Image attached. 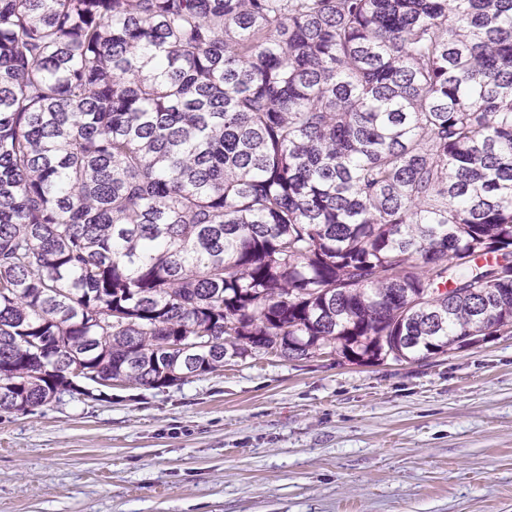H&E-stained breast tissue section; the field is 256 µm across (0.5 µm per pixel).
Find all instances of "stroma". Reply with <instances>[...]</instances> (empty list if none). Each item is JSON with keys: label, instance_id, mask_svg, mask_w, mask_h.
<instances>
[{"label": "stroma", "instance_id": "obj_1", "mask_svg": "<svg viewBox=\"0 0 512 512\" xmlns=\"http://www.w3.org/2000/svg\"><path fill=\"white\" fill-rule=\"evenodd\" d=\"M0 512H512V335L0 411Z\"/></svg>", "mask_w": 512, "mask_h": 512}]
</instances>
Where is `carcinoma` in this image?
<instances>
[{
	"label": "carcinoma",
	"mask_w": 512,
	"mask_h": 512,
	"mask_svg": "<svg viewBox=\"0 0 512 512\" xmlns=\"http://www.w3.org/2000/svg\"><path fill=\"white\" fill-rule=\"evenodd\" d=\"M504 333L512 0H0L1 411Z\"/></svg>",
	"instance_id": "obj_1"
}]
</instances>
